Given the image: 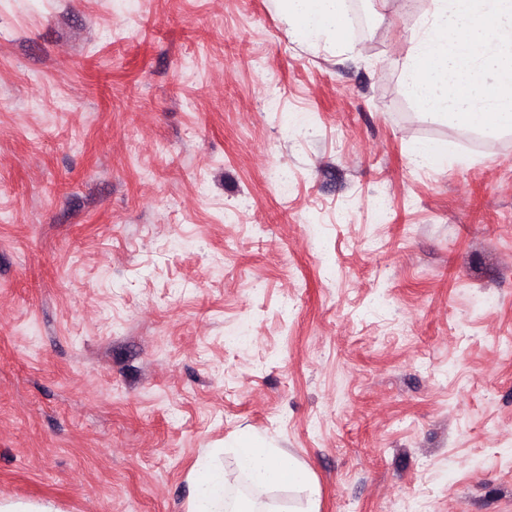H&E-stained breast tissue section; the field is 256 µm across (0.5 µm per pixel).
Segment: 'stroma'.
Wrapping results in <instances>:
<instances>
[{
    "label": "stroma",
    "instance_id": "1",
    "mask_svg": "<svg viewBox=\"0 0 512 512\" xmlns=\"http://www.w3.org/2000/svg\"><path fill=\"white\" fill-rule=\"evenodd\" d=\"M346 2L339 50L278 0H0L1 503L188 512L247 432L283 512H512V129L408 95L430 0ZM235 449L239 470L258 487L277 484L310 486L309 473L305 469L289 457L277 454L273 448H260L253 436H241Z\"/></svg>",
    "mask_w": 512,
    "mask_h": 512
}]
</instances>
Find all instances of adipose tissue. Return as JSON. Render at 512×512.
I'll use <instances>...</instances> for the list:
<instances>
[{
    "label": "adipose tissue",
    "instance_id": "obj_1",
    "mask_svg": "<svg viewBox=\"0 0 512 512\" xmlns=\"http://www.w3.org/2000/svg\"><path fill=\"white\" fill-rule=\"evenodd\" d=\"M282 12L292 29L307 38L332 34L336 46H343L350 27L345 0H280ZM237 464L256 486L309 484L308 472L274 449L260 447L250 435L238 441ZM191 512H224L225 474L217 469H198L193 479Z\"/></svg>",
    "mask_w": 512,
    "mask_h": 512
}]
</instances>
